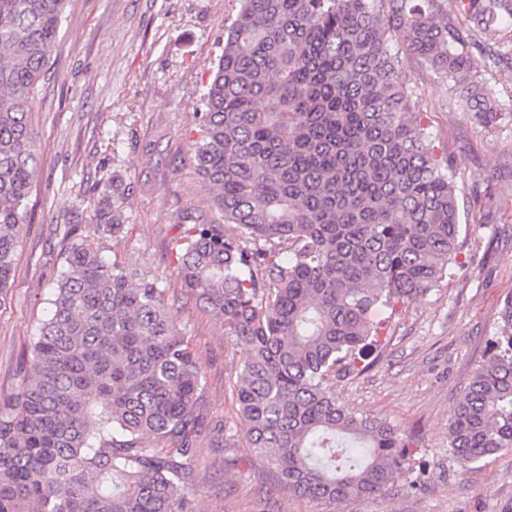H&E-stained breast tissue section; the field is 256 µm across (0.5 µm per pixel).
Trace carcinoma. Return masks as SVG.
Masks as SVG:
<instances>
[{
	"instance_id": "obj_1",
	"label": "carcinoma",
	"mask_w": 512,
	"mask_h": 512,
	"mask_svg": "<svg viewBox=\"0 0 512 512\" xmlns=\"http://www.w3.org/2000/svg\"><path fill=\"white\" fill-rule=\"evenodd\" d=\"M242 0L201 94L197 174L215 215L182 225L178 275L246 357L235 383L250 448L312 500L381 495L433 462L393 425L336 400L371 366L376 308L395 315L450 275L462 214L392 41L485 124L501 115L479 68L512 64V0ZM69 0H0V306L13 287L41 166L32 120ZM496 49L476 59L470 45ZM66 224L64 269L30 369L0 394V512H192L204 371L168 316L156 271L107 261L127 196L92 185ZM288 245L283 257L277 247ZM448 428L460 468L512 451V296ZM153 437L160 448L144 443Z\"/></svg>"
}]
</instances>
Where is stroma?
Listing matches in <instances>:
<instances>
[{
  "mask_svg": "<svg viewBox=\"0 0 512 512\" xmlns=\"http://www.w3.org/2000/svg\"><path fill=\"white\" fill-rule=\"evenodd\" d=\"M239 0H70L50 64L53 79L33 103L41 169L18 249L15 283L0 308V392L19 382L20 361L62 269L57 227L89 218V189L102 177L126 187L127 223L105 256L132 270L164 272L171 321L205 372L198 410L205 428L185 462L195 512H512V452L461 470L448 447V421L494 335L512 293V69L483 80L505 110L484 125L461 111L430 68L400 55L436 156L453 166L461 210L456 266L439 287L389 319L380 360L336 378L331 389L357 414L389 422L436 464L421 485L403 478L383 495L317 502L278 490L269 462L245 443L232 383L245 353L224 334L177 275L173 243L187 213L210 211L194 168L201 93ZM224 426L223 447L208 431Z\"/></svg>",
  "mask_w": 512,
  "mask_h": 512,
  "instance_id": "stroma-1",
  "label": "stroma"
}]
</instances>
